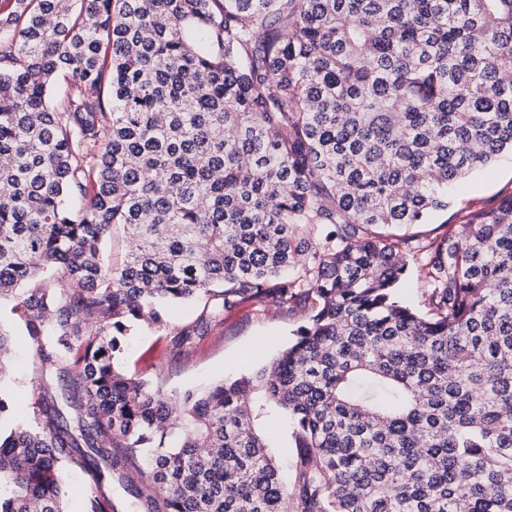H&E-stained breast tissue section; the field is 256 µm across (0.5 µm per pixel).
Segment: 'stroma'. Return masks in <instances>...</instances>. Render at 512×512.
Segmentation results:
<instances>
[{
	"label": "stroma",
	"instance_id": "35a3bbf8",
	"mask_svg": "<svg viewBox=\"0 0 512 512\" xmlns=\"http://www.w3.org/2000/svg\"><path fill=\"white\" fill-rule=\"evenodd\" d=\"M510 194L512 155L506 154L466 179L456 190L448 212L435 215L430 223L405 227L404 232L423 239L452 234L458 229L456 211L490 209ZM200 312V305L185 303L168 310L164 326L132 327L124 338L122 365L126 372L176 395L246 369L261 368L287 346L304 322L300 310L264 312L245 301L225 311L188 351L176 352L171 345L175 329L197 323ZM0 321L10 324L15 332L12 398L17 406L31 408L37 397L41 361L35 346L22 334V324L9 302L0 303Z\"/></svg>",
	"mask_w": 512,
	"mask_h": 512
}]
</instances>
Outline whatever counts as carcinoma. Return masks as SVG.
<instances>
[{"label":"carcinoma","instance_id":"obj_1","mask_svg":"<svg viewBox=\"0 0 512 512\" xmlns=\"http://www.w3.org/2000/svg\"><path fill=\"white\" fill-rule=\"evenodd\" d=\"M504 151L512 0H13L0 300L48 377L0 435V512H68L69 465L86 512L116 483L135 512H512V195L455 236L383 232ZM416 252L424 314L398 292ZM215 288L214 318L306 324L203 390L123 372L130 323Z\"/></svg>","mask_w":512,"mask_h":512}]
</instances>
